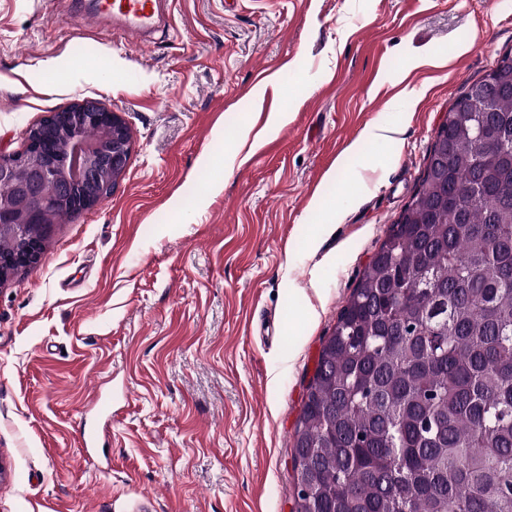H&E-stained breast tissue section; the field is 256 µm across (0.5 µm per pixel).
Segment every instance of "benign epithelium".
I'll use <instances>...</instances> for the list:
<instances>
[{"label":"benign epithelium","mask_w":512,"mask_h":512,"mask_svg":"<svg viewBox=\"0 0 512 512\" xmlns=\"http://www.w3.org/2000/svg\"><path fill=\"white\" fill-rule=\"evenodd\" d=\"M62 125L68 130L66 161L71 177L58 182L59 195L79 213L95 202L87 201L86 189L98 186L104 191L114 189L116 181L125 173L130 157L128 127L118 113L96 101H85L61 114L52 113L41 124L26 133L25 150L0 155V184H11L14 193L0 197V236L19 239L20 249L11 256H0V282L22 269L37 264L41 258L44 240L50 225L44 223V188L52 166L48 161L55 153L50 139L51 129ZM91 126L112 130V150L97 153V144L84 134ZM27 167L26 180H15V166Z\"/></svg>","instance_id":"obj_1"}]
</instances>
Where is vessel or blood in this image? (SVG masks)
Returning a JSON list of instances; mask_svg holds the SVG:
<instances>
[{
    "label": "vessel or blood",
    "mask_w": 512,
    "mask_h": 512,
    "mask_svg": "<svg viewBox=\"0 0 512 512\" xmlns=\"http://www.w3.org/2000/svg\"><path fill=\"white\" fill-rule=\"evenodd\" d=\"M90 23L115 24L124 36L143 41L156 32L169 0H69Z\"/></svg>",
    "instance_id": "vessel-or-blood-1"
}]
</instances>
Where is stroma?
<instances>
[{
    "instance_id": "stroma-1",
    "label": "stroma",
    "mask_w": 512,
    "mask_h": 512,
    "mask_svg": "<svg viewBox=\"0 0 512 512\" xmlns=\"http://www.w3.org/2000/svg\"><path fill=\"white\" fill-rule=\"evenodd\" d=\"M510 52L512 0H172L143 46L0 0V153L85 100L131 134L113 192L0 285V512H291L322 344Z\"/></svg>"
}]
</instances>
